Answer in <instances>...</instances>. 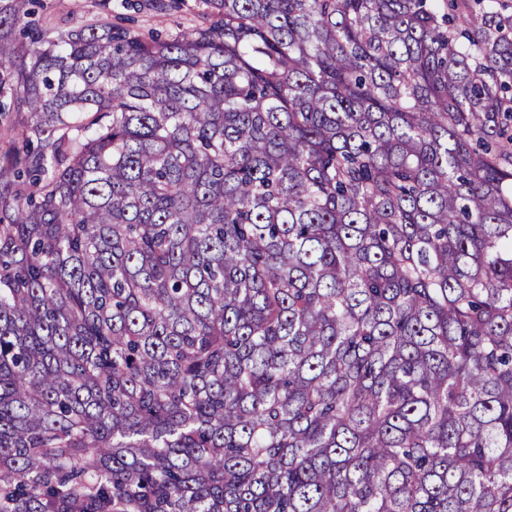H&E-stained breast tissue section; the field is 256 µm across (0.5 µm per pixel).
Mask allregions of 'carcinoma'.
Here are the masks:
<instances>
[{
  "label": "carcinoma",
  "instance_id": "obj_1",
  "mask_svg": "<svg viewBox=\"0 0 512 512\" xmlns=\"http://www.w3.org/2000/svg\"><path fill=\"white\" fill-rule=\"evenodd\" d=\"M0 0V512H512V0ZM175 2L178 8L169 9ZM106 3V9L102 4ZM166 10L156 8V0H38L28 8L35 15L32 18L43 22L61 23L63 20H86L97 16H106L112 23L123 22L127 18L134 22L129 24L147 33L152 29H166L174 34L176 26L180 28L193 26L203 21V14L209 10L205 0H163Z\"/></svg>",
  "mask_w": 512,
  "mask_h": 512
}]
</instances>
